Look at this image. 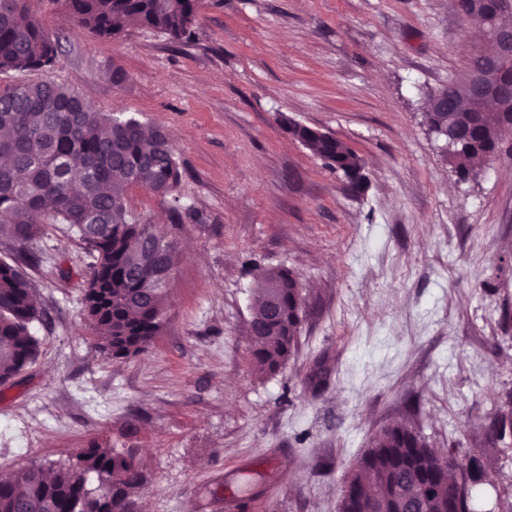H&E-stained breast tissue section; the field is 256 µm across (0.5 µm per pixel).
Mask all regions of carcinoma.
Returning a JSON list of instances; mask_svg holds the SVG:
<instances>
[{
  "label": "carcinoma",
  "mask_w": 512,
  "mask_h": 512,
  "mask_svg": "<svg viewBox=\"0 0 512 512\" xmlns=\"http://www.w3.org/2000/svg\"><path fill=\"white\" fill-rule=\"evenodd\" d=\"M73 20L104 39L142 27L173 42L188 38L204 0H65ZM490 18L506 20L512 0H483ZM59 39L30 12L28 0H0V72L39 71L42 79L0 88V239L10 254L0 258V385L21 374L39 353L32 326L46 316L36 300L31 271L41 261L36 243L44 224H67L85 243L84 304L97 348L112 359L144 351L166 320L167 291L154 287L173 272L179 225L140 220L127 205L128 191L170 194L181 179L164 131L133 116L95 110L52 73ZM470 74L440 92L448 111L427 112L430 128L460 127L465 145L453 150L455 171L468 178L494 157L499 132L512 125V110L472 101ZM293 138L363 190L359 156L342 141L309 126L285 122ZM303 289L287 269L259 275L251 288L247 336L252 369L275 375L294 352L302 324ZM512 423V391L503 409L482 428L495 443L496 424ZM456 450L439 451L404 425L376 434L352 464L339 512H484L479 486L484 464L473 456L460 469ZM96 476L100 489L88 486ZM143 482L137 451L92 444L66 467L28 465L0 479V512H138Z\"/></svg>",
  "instance_id": "1"
}]
</instances>
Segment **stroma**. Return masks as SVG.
Listing matches in <instances>:
<instances>
[{
	"mask_svg": "<svg viewBox=\"0 0 512 512\" xmlns=\"http://www.w3.org/2000/svg\"><path fill=\"white\" fill-rule=\"evenodd\" d=\"M30 6L59 35V83L168 134L173 196L127 202L182 230L165 327L115 361L85 323V245L48 225L32 277L51 323L34 327L35 363L0 385V475L95 443L137 450L142 512H338L351 464L402 422L481 457L490 508L512 512V441L480 435L512 391V135L462 180L424 118L486 44L456 0H205L179 43L142 28L103 39L64 0ZM287 118L355 151L364 191ZM280 268L304 286L300 338L260 377L249 291Z\"/></svg>",
	"mask_w": 512,
	"mask_h": 512,
	"instance_id": "obj_1",
	"label": "stroma"
}]
</instances>
